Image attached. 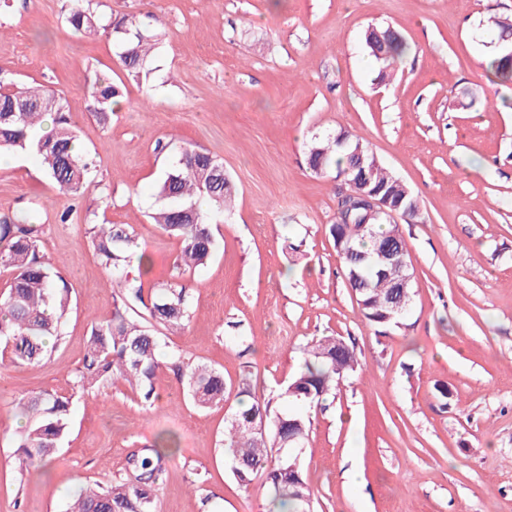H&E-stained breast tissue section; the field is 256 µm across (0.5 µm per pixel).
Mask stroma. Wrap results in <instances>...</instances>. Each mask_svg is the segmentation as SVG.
Returning a JSON list of instances; mask_svg holds the SVG:
<instances>
[{
    "label": "stroma",
    "instance_id": "stroma-1",
    "mask_svg": "<svg viewBox=\"0 0 512 512\" xmlns=\"http://www.w3.org/2000/svg\"><path fill=\"white\" fill-rule=\"evenodd\" d=\"M97 14L150 12L161 39L149 75L129 76L107 32L74 34V0L0 9V82L63 96L81 147L97 159L77 201L31 156L0 167V216L35 209L40 242L71 285L61 336L42 364L0 366V512H66L89 483L126 480L128 458L161 432L154 512H272L262 478L238 482L224 423L241 382L272 398L322 336L353 346L360 367L307 408L300 457L313 512H512V84L486 64L494 20L512 0H83ZM391 25L410 50L391 80L368 55L369 26ZM111 70L123 96L109 123L88 112L87 81ZM362 137L411 189L419 218L398 219L413 271L399 325L362 318L328 232L340 183L308 165L315 134ZM192 144L237 185L204 266H176L178 239L152 224L156 183ZM67 222H60L62 211ZM134 231L145 284L186 288L191 321L162 330L169 351L222 370L223 405L193 406L169 367L143 403L127 385L75 381L94 324L118 290L88 228ZM72 397V428L47 465L20 471L15 399Z\"/></svg>",
    "mask_w": 512,
    "mask_h": 512
}]
</instances>
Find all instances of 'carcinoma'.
Instances as JSON below:
<instances>
[{"label": "carcinoma", "mask_w": 512, "mask_h": 512, "mask_svg": "<svg viewBox=\"0 0 512 512\" xmlns=\"http://www.w3.org/2000/svg\"><path fill=\"white\" fill-rule=\"evenodd\" d=\"M68 23L80 34L91 35L101 29L108 32L125 70L137 75L160 37L138 15H116L104 24L97 13L81 4L72 8ZM496 25L498 50L487 63L488 79L492 84L512 83V61L506 58L512 44L504 41L512 36V23L498 21ZM381 33L383 41L375 42L372 31H366L365 46L385 77L395 71L408 44L393 27ZM121 97V89L108 75L97 74L88 83V108L103 122L111 119ZM68 112L65 99L54 91L0 85V149L33 155L61 193L77 198L95 168V160L81 150ZM47 120L51 121L48 131L44 130ZM357 151L365 157L362 168L355 166ZM371 156L361 138L342 130L325 139L314 138L308 148V164L313 171L333 172L357 186L368 183L370 188L401 201L400 216L416 218L418 204L411 190L381 164H371ZM158 193L169 205L153 213L152 220L180 241L176 265H205L215 244L212 220L227 210L237 193L232 178L224 176L223 163L187 144L159 182ZM43 229L35 210L0 217V267L11 272L0 294V356L8 357L13 366L39 364L47 359L51 353L49 342L61 335L62 319L69 308L71 285L38 249ZM329 234L364 320L376 327L399 324V318H387L394 281L400 279L403 268L409 267L407 245L397 225L384 217L369 220L365 209L354 205L340 212L336 223L329 226ZM396 239L401 241L400 262L378 265L377 249ZM92 246L123 294L111 315L93 327L77 385L88 390L120 379L136 388L145 401L152 402L156 398L157 372L165 364L156 327L187 326L190 314L184 291L161 281L144 292L142 282L128 271L139 243L120 224L93 225ZM139 304L146 309L144 317L136 315L135 306ZM302 353L301 370L278 398L312 406L359 365L354 348L345 342L336 343L334 337L313 339L303 346ZM170 365L177 370L194 405H224L223 373L207 365L186 363L176 354L170 355ZM240 394L250 401L242 403L227 419L224 431V452L234 476L248 485L263 473L273 503L288 505L290 512L303 508L309 512L311 489L300 463L287 458L280 449L293 444L304 447L310 420L302 413L279 411L272 407V399L254 395L248 385ZM71 405V398L51 390L13 402L27 418L16 449L20 470L40 468L56 454L69 429ZM261 425L262 432L258 431ZM170 447L172 442L162 438L151 453L132 455L128 463L134 478L110 487L87 486L69 504L68 512H153L161 461Z\"/></svg>", "instance_id": "cac0c4a2"}]
</instances>
